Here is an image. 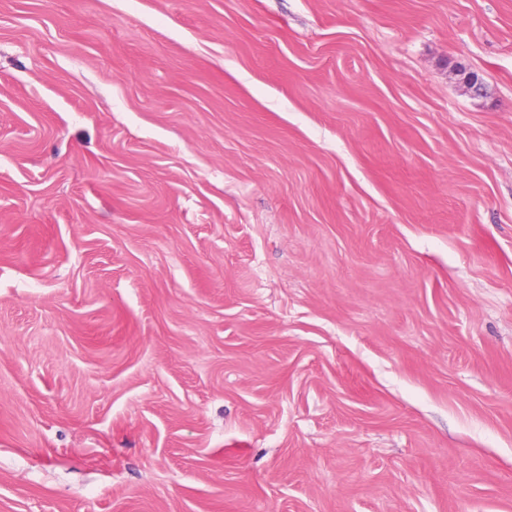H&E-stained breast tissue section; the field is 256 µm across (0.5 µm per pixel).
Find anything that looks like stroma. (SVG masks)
<instances>
[{"label":"stroma","instance_id":"stroma-1","mask_svg":"<svg viewBox=\"0 0 512 512\" xmlns=\"http://www.w3.org/2000/svg\"><path fill=\"white\" fill-rule=\"evenodd\" d=\"M0 512H512V0H0Z\"/></svg>","mask_w":512,"mask_h":512}]
</instances>
